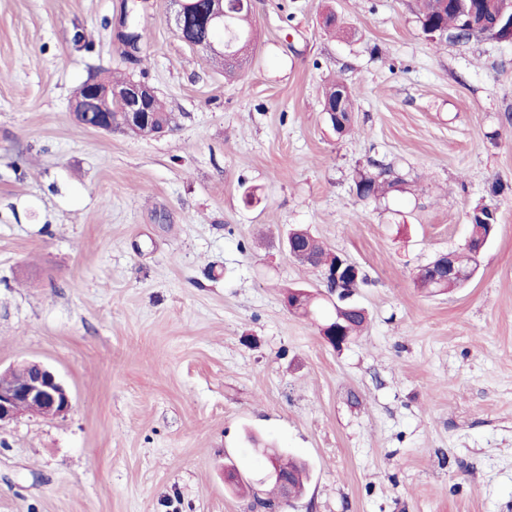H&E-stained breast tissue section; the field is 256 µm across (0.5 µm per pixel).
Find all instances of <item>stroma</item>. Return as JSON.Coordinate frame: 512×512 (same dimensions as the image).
Instances as JSON below:
<instances>
[{
  "label": "stroma",
  "mask_w": 512,
  "mask_h": 512,
  "mask_svg": "<svg viewBox=\"0 0 512 512\" xmlns=\"http://www.w3.org/2000/svg\"><path fill=\"white\" fill-rule=\"evenodd\" d=\"M129 2L0 0V372L44 362L72 396L0 426V512H265L225 479L255 485L256 439L309 469L276 512H512V42L431 41L416 0H253L230 78L171 0H146L126 60ZM110 74L176 128L77 124L75 90ZM375 162L404 191L358 199ZM482 206L472 280L418 288ZM295 227L367 278L342 349L284 303L327 291Z\"/></svg>",
  "instance_id": "35a3bbf8"
}]
</instances>
